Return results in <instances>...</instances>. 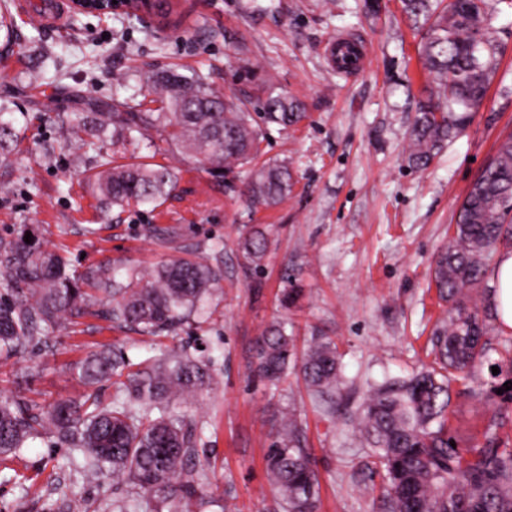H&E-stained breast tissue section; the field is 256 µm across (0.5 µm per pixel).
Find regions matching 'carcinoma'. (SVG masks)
<instances>
[{"instance_id":"cac0c4a2","label":"carcinoma","mask_w":512,"mask_h":512,"mask_svg":"<svg viewBox=\"0 0 512 512\" xmlns=\"http://www.w3.org/2000/svg\"><path fill=\"white\" fill-rule=\"evenodd\" d=\"M487 0H400L410 19L423 20L420 55L432 76L426 101L414 116L408 162L425 169L448 141L462 133L484 100L497 68L496 44L487 24ZM155 112H138L124 102H94V117L76 115L65 128L71 143L112 126V136L136 142L150 130L195 156L224 187L236 191L235 169L259 154L260 134L245 105L234 95L216 94L203 78L176 70L149 74ZM264 119L284 129L300 123L304 106L273 87L263 103ZM90 187L110 208L158 204L175 190L173 171L163 165L100 164ZM293 174L285 162L264 163L251 173L241 193L254 204L272 207L290 194ZM28 227L0 236V355L32 353L49 334L86 314L152 336L175 335L191 318H208L207 300L223 276L198 257H177L152 271L135 267L116 278L108 266L82 272L61 254L44 248ZM268 242L256 231L239 242L246 268L257 267ZM512 248V134L498 146L495 160L469 188L448 247L431 266V278L448 313L429 340L431 361L398 381L366 394L355 420L367 441L371 464L383 473L386 512H512V448L486 436L467 459L450 445L448 406L452 381L489 358L487 311L467 307L469 290L484 283L489 262ZM294 368L316 393L339 389L342 378L336 344L313 339L297 354L286 324L266 327L256 344L254 373L277 386ZM87 391L79 400L40 408L0 395V456L16 455L26 441L46 436L80 455L88 481L104 472L128 481L161 502L178 499L175 512H194L203 492L198 469L201 431L181 410L209 391L215 368L191 345L132 364L122 352L102 347L77 366ZM113 381L105 401L102 383ZM301 423L281 419L266 455L272 483L287 512H316L318 475L301 445Z\"/></svg>"}]
</instances>
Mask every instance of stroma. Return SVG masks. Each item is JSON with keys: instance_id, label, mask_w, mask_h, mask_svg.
I'll list each match as a JSON object with an SVG mask.
<instances>
[{"instance_id": "obj_1", "label": "stroma", "mask_w": 512, "mask_h": 512, "mask_svg": "<svg viewBox=\"0 0 512 512\" xmlns=\"http://www.w3.org/2000/svg\"><path fill=\"white\" fill-rule=\"evenodd\" d=\"M491 28L497 70L465 131L427 169L407 163L416 101L429 78L418 54L421 34L399 0H180L179 13L158 30L126 12L70 16L51 30L22 17L12 38L0 34V104L17 136L12 162L0 166V233L31 225L48 248L78 270L106 263L150 271L187 254L207 257L224 279L209 298L210 319L185 325L178 337L139 335L92 315L50 334L41 351L0 358V392L38 405L79 398L75 367L102 344L132 363L183 342L203 346L215 361V385L188 409L203 429L208 457L205 499L198 512H286L266 471V453L282 413L294 411L319 474L318 512H381L382 476L352 412L384 379H401L427 363L425 344L444 317L429 286L434 255L467 190L512 134V0H495ZM358 39L365 67L348 74L328 46ZM194 71L242 96L261 129V160L285 159L294 173L288 198L253 206L204 172L158 133L137 143L68 145L63 126L89 99L111 97L148 109L144 76L152 69ZM274 87L299 99L306 117L280 129L262 119ZM114 163L172 168L174 193L161 205L104 211L88 186L100 153ZM175 228L173 244L157 238ZM263 230L269 248L260 272L245 269L238 240ZM222 252H213L215 242ZM299 290L282 306L285 278ZM275 322L287 323L298 348L312 337L334 340L344 384L319 400L301 380L278 390L251 377L255 343ZM489 363L452 383L448 434L466 450L497 430L512 447V402L497 392L491 363L505 335L491 323ZM70 451L45 437L28 440L19 457H0V512H65L82 498L89 512H120L147 502L133 484L104 473L86 483Z\"/></svg>"}]
</instances>
